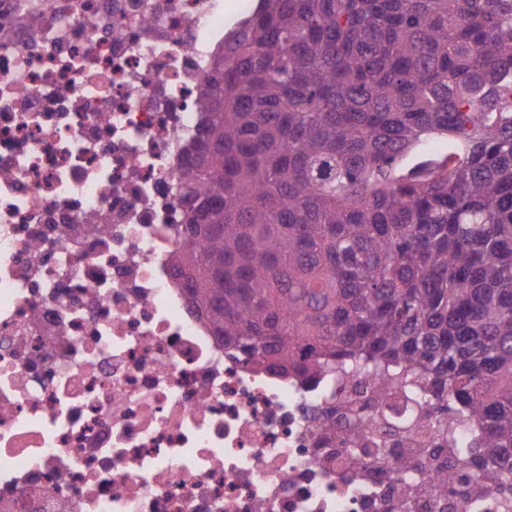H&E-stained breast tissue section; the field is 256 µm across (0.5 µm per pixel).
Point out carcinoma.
I'll return each mask as SVG.
<instances>
[{
  "instance_id": "1",
  "label": "carcinoma",
  "mask_w": 512,
  "mask_h": 512,
  "mask_svg": "<svg viewBox=\"0 0 512 512\" xmlns=\"http://www.w3.org/2000/svg\"><path fill=\"white\" fill-rule=\"evenodd\" d=\"M223 69L175 259L224 345L370 374L355 438L412 442L393 459L412 498L479 458L512 470V0H259ZM434 135L457 151L406 163Z\"/></svg>"
}]
</instances>
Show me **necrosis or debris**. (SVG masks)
Masks as SVG:
<instances>
[{
	"mask_svg": "<svg viewBox=\"0 0 512 512\" xmlns=\"http://www.w3.org/2000/svg\"><path fill=\"white\" fill-rule=\"evenodd\" d=\"M0 0V512H512L351 460L365 372L225 346L174 257L199 100L254 0Z\"/></svg>",
	"mask_w": 512,
	"mask_h": 512,
	"instance_id": "4bbe7bcc",
	"label": "necrosis or debris"
}]
</instances>
